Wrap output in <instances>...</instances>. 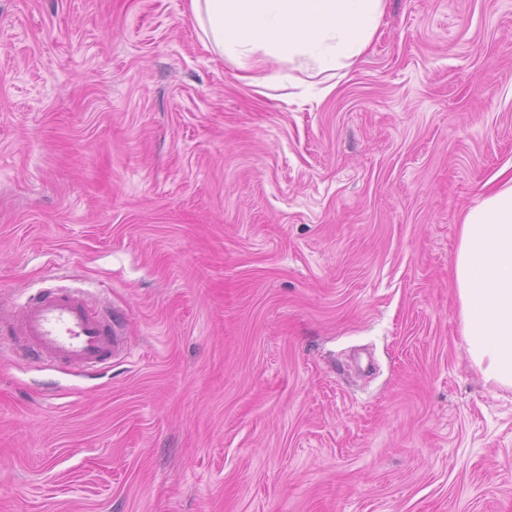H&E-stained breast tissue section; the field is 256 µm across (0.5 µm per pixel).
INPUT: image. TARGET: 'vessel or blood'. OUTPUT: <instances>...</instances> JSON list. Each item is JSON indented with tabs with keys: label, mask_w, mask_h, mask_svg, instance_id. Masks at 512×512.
<instances>
[{
	"label": "vessel or blood",
	"mask_w": 512,
	"mask_h": 512,
	"mask_svg": "<svg viewBox=\"0 0 512 512\" xmlns=\"http://www.w3.org/2000/svg\"><path fill=\"white\" fill-rule=\"evenodd\" d=\"M25 356L71 367H95L117 356L122 338L111 316L93 312L80 291H48L28 302L10 323Z\"/></svg>",
	"instance_id": "obj_1"
}]
</instances>
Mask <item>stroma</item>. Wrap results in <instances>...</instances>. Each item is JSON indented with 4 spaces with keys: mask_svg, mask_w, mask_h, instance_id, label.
I'll use <instances>...</instances> for the list:
<instances>
[{
    "mask_svg": "<svg viewBox=\"0 0 512 512\" xmlns=\"http://www.w3.org/2000/svg\"><path fill=\"white\" fill-rule=\"evenodd\" d=\"M187 0H0V512H512V388L461 336L463 210L512 167V0H386L319 94L247 85ZM10 336H21L24 355L71 367H95L116 357L122 338L112 316L93 312L78 290L47 291L28 302Z\"/></svg>",
    "mask_w": 512,
    "mask_h": 512,
    "instance_id": "35a3bbf8",
    "label": "stroma"
}]
</instances>
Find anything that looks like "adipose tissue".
I'll list each match as a JSON object with an SVG mask.
<instances>
[{
  "label": "adipose tissue",
  "mask_w": 512,
  "mask_h": 512,
  "mask_svg": "<svg viewBox=\"0 0 512 512\" xmlns=\"http://www.w3.org/2000/svg\"><path fill=\"white\" fill-rule=\"evenodd\" d=\"M206 47L249 84L294 72L335 78L368 50L385 0H188ZM459 228L453 282L461 333L487 381L512 388V170L502 169Z\"/></svg>",
  "instance_id": "1"
}]
</instances>
